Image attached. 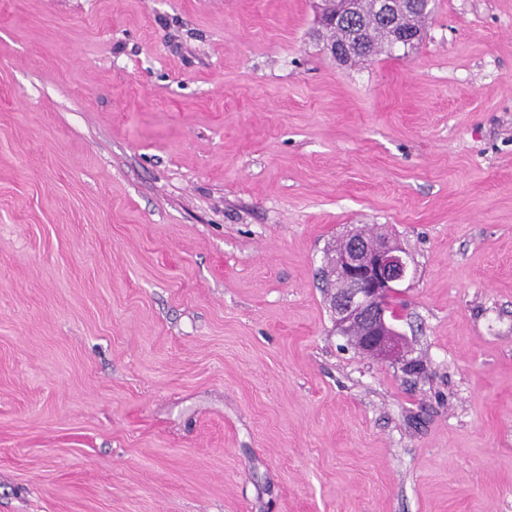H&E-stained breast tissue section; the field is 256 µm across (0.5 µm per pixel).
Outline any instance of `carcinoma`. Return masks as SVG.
Returning a JSON list of instances; mask_svg holds the SVG:
<instances>
[{
	"label": "carcinoma",
	"mask_w": 512,
	"mask_h": 512,
	"mask_svg": "<svg viewBox=\"0 0 512 512\" xmlns=\"http://www.w3.org/2000/svg\"><path fill=\"white\" fill-rule=\"evenodd\" d=\"M393 21L389 24L376 10V0H353L349 11L335 4L336 25L327 30L329 43L343 50L344 64L356 65L393 48L398 34L410 37L422 31L430 11L411 4V0H392Z\"/></svg>",
	"instance_id": "obj_1"
}]
</instances>
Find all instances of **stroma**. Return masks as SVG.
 <instances>
[{"instance_id":"35a3bbf8","label":"stroma","mask_w":512,"mask_h":512,"mask_svg":"<svg viewBox=\"0 0 512 512\" xmlns=\"http://www.w3.org/2000/svg\"><path fill=\"white\" fill-rule=\"evenodd\" d=\"M315 0H0V512H512V0L356 66ZM397 241L416 371L320 280Z\"/></svg>"}]
</instances>
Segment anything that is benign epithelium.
I'll return each mask as SVG.
<instances>
[{
	"label": "benign epithelium",
	"instance_id": "obj_1",
	"mask_svg": "<svg viewBox=\"0 0 512 512\" xmlns=\"http://www.w3.org/2000/svg\"><path fill=\"white\" fill-rule=\"evenodd\" d=\"M349 246L330 255L331 277L343 285L334 299L336 329L357 332V349L382 361L401 358L403 338L386 316L397 286L411 272V259L388 237H346Z\"/></svg>",
	"mask_w": 512,
	"mask_h": 512
}]
</instances>
